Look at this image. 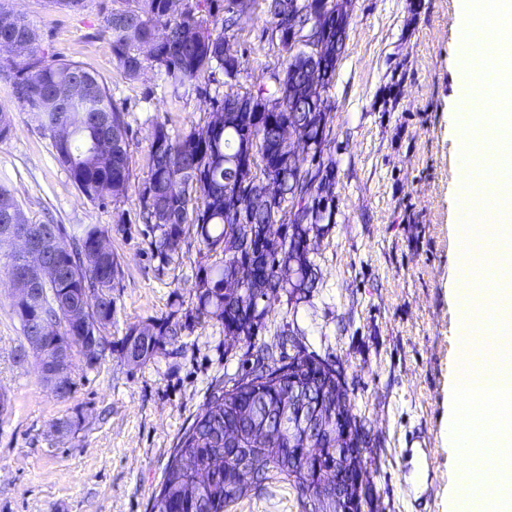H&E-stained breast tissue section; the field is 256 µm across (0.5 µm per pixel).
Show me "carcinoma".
<instances>
[{
  "instance_id": "cac0c4a2",
  "label": "carcinoma",
  "mask_w": 512,
  "mask_h": 512,
  "mask_svg": "<svg viewBox=\"0 0 512 512\" xmlns=\"http://www.w3.org/2000/svg\"><path fill=\"white\" fill-rule=\"evenodd\" d=\"M294 2L268 3L284 64L277 85L253 84L242 97L243 107L226 96L214 101L203 127L176 137L158 123L150 140L149 171L138 201L152 256L162 267L176 261L183 240L191 236L212 262L198 267L195 307L177 308L129 328L117 352L144 363L167 352L166 346L191 334L207 317L224 327V336L248 341L253 361L232 387L212 388L174 448L149 512H227L269 479L288 483L298 501L309 503L310 512H339L348 502L352 512H360L362 452L369 441L351 412L342 371L284 330L275 342L252 343L267 329L272 304L284 297L296 308L317 287L321 271L310 259L308 242L325 234L336 210L334 164L325 156L332 120L328 92L347 38L348 17L336 12L334 0H307V12L297 18L308 29L321 28V49L313 65L317 83L311 89L301 59L288 54V11ZM243 5L245 0H129L104 18V32L126 79H138L150 64L164 74L173 92L186 87L201 92V80L213 72L229 77L241 72L239 58L226 49L224 33L237 25ZM18 40L25 43V59L14 72L15 99L47 136L66 122L78 128L71 141L52 147L86 200L103 203L122 197L131 177L124 113L96 77L92 93L76 101L72 111H56L48 91L86 70L74 61L47 60L36 47L35 31L1 9L0 51L16 53L13 42ZM284 122L308 150L312 175L301 194L311 205L296 211L284 234L256 252L250 245L257 230L277 223V210L262 198L263 182L278 181L288 194V141L278 139L277 132ZM100 131L112 142L108 158L87 149ZM251 151L268 153L276 164L255 169L246 163ZM30 228L57 239V259L66 276L57 295L68 307L48 302L42 314L77 348L86 323L112 324V288L119 283L120 261L112 251L94 246L108 230L86 224L80 234L70 235L62 224ZM290 267L298 272L291 282L286 274ZM231 278L243 287L228 291L224 282ZM288 346L293 353H287ZM302 412L315 415L314 445L322 449L318 457L308 450L306 437L288 428ZM342 433L346 448L336 447Z\"/></svg>"
}]
</instances>
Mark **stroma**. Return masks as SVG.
I'll list each match as a JSON object with an SVG mask.
<instances>
[{
  "label": "stroma",
  "instance_id": "35a3bbf8",
  "mask_svg": "<svg viewBox=\"0 0 512 512\" xmlns=\"http://www.w3.org/2000/svg\"><path fill=\"white\" fill-rule=\"evenodd\" d=\"M125 0H0L33 28L47 57L72 60L103 82L124 112L131 178L112 204L88 202L55 158L48 136L19 106L10 77L15 58L0 53V104L12 116L0 139V185L30 223L68 232L84 224L109 230L122 275L112 291L106 334L192 307L203 248L189 238L178 260L159 267L136 217L138 187L148 175L156 124L177 136L201 127L211 98L223 97V74L207 89L173 93L157 69L124 78L104 16ZM348 36L329 90L332 122L325 154L335 164L336 216L311 258L321 279L309 302L272 307L265 342L296 329L309 351L336 361L349 386L353 414L366 428L362 512H412L402 497L396 454L404 424H417L436 460L430 512H448L457 462L445 427L453 410L457 356L455 297L461 202L456 117L459 74L452 50L460 37L458 0H347ZM266 0L239 21L230 47L242 62L240 82L265 79L282 58L268 37ZM21 326L0 270V390L11 399L0 414V512H148L178 438L215 383L247 370L248 345L230 343L221 324L204 318L181 337L177 353L137 364L105 354L94 367L76 359L69 398L54 396L35 362L16 363ZM84 414L71 434L56 423ZM231 512H302L293 491L269 481Z\"/></svg>",
  "mask_w": 512,
  "mask_h": 512
}]
</instances>
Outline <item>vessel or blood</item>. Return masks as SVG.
Wrapping results in <instances>:
<instances>
[{
  "label": "vessel or blood",
  "mask_w": 512,
  "mask_h": 512,
  "mask_svg": "<svg viewBox=\"0 0 512 512\" xmlns=\"http://www.w3.org/2000/svg\"><path fill=\"white\" fill-rule=\"evenodd\" d=\"M398 454L405 472L401 481L403 495L417 512H423L432 499L428 488L435 475L430 444L419 429H408L404 432Z\"/></svg>",
  "instance_id": "obj_1"
}]
</instances>
